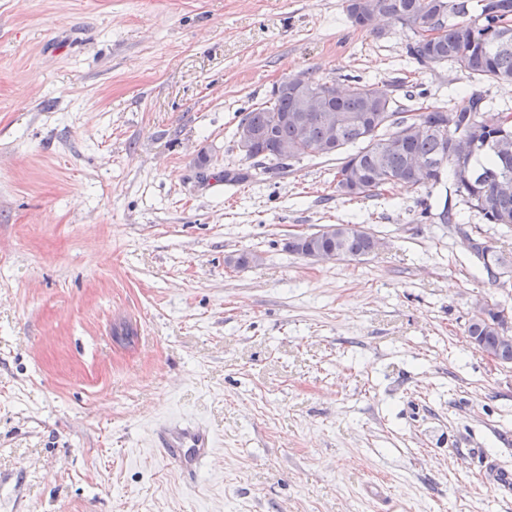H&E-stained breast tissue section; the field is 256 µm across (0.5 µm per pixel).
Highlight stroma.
Here are the masks:
<instances>
[{"mask_svg": "<svg viewBox=\"0 0 512 512\" xmlns=\"http://www.w3.org/2000/svg\"><path fill=\"white\" fill-rule=\"evenodd\" d=\"M343 6L0 0V512H512L482 478L512 472V365L466 333L476 302L512 309L467 241L510 253L512 228L448 180L351 199L336 158L281 170L235 142L307 70L512 115L506 84L421 67L409 31ZM326 224L388 246L285 249ZM161 417L202 420L214 455L184 474ZM341 227L335 239H313L315 245L324 247H334L335 250L313 249L304 252L306 258L317 261H330L340 258L361 259L375 251H379L385 246L382 239H378L375 234L362 227L361 230L355 229L358 224H337ZM375 248V249H374Z\"/></svg>", "mask_w": 512, "mask_h": 512, "instance_id": "obj_1", "label": "stroma"}]
</instances>
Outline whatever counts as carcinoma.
<instances>
[{"label":"carcinoma","mask_w":512,"mask_h":512,"mask_svg":"<svg viewBox=\"0 0 512 512\" xmlns=\"http://www.w3.org/2000/svg\"><path fill=\"white\" fill-rule=\"evenodd\" d=\"M478 7L475 18L455 21L465 13L455 0H345L344 5L354 26L376 36L382 35L376 20L383 15L411 31L407 54L421 66L450 62L469 75L512 82V0H478ZM433 31L441 35L432 38ZM308 83L323 93L336 89L325 111L304 112L292 91L275 87L269 101L241 112L238 126L261 135L246 159L286 168L302 157L336 156V191L351 198L370 197L397 183L432 189L450 178L487 223L512 226V124L502 125L500 113L481 99L461 95L447 111L409 110L390 84H341L312 74ZM376 239L364 227L343 224L336 238L313 243L355 260L374 253ZM498 326L490 311L485 318H470L467 335L482 351H499L512 360Z\"/></svg>","instance_id":"1"}]
</instances>
